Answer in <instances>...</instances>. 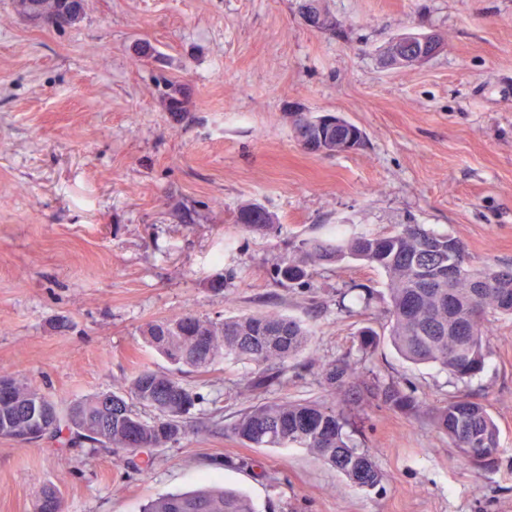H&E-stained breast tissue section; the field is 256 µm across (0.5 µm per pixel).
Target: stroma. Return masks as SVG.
I'll return each instance as SVG.
<instances>
[{"instance_id": "1", "label": "stroma", "mask_w": 512, "mask_h": 512, "mask_svg": "<svg viewBox=\"0 0 512 512\" xmlns=\"http://www.w3.org/2000/svg\"><path fill=\"white\" fill-rule=\"evenodd\" d=\"M299 2L88 0L60 31L0 0V373L67 405L169 370L143 336L152 321L276 312L312 336L270 397L357 410L354 440L382 484L349 486L301 448L243 445L231 426L256 367L227 357L183 374L199 396L187 434L149 464L83 440L0 438V512H33L50 485L62 512H139L208 483L256 512H512V316L491 319L485 369L464 384L393 349L382 271L324 263L305 289L273 278L300 240L404 224L459 238L475 266L512 265V0H323L332 31L305 25ZM404 32L447 47L384 69ZM168 80L182 111L167 108ZM299 110L344 117L362 146L305 152ZM249 202L273 231H241ZM367 327L381 336L369 355ZM345 357L415 390L423 412L326 391L322 367ZM461 389L498 425L491 467L465 463L431 422ZM259 207L256 203H247L238 208L236 223L241 224L243 228L251 233L265 234L272 231L275 227L276 218L268 210L263 213V224H250L245 218L250 216Z\"/></svg>"}]
</instances>
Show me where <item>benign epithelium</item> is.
Returning <instances> with one entry per match:
<instances>
[{"label":"benign epithelium","mask_w":512,"mask_h":512,"mask_svg":"<svg viewBox=\"0 0 512 512\" xmlns=\"http://www.w3.org/2000/svg\"><path fill=\"white\" fill-rule=\"evenodd\" d=\"M301 18L312 28L321 29L324 26V16L316 9V5L304 0L301 3ZM444 46V39L436 33L414 34L402 33L389 40L380 53L383 67L387 69L410 68L419 66L436 54ZM294 136L299 146L313 154H328V142L336 140V153L352 152L362 145L363 131L350 125V122L335 113H322L302 119L293 125ZM41 429L19 437V440L35 443L49 436L53 425L46 424L45 413L37 411Z\"/></svg>","instance_id":"benign-epithelium-1"}]
</instances>
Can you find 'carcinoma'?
<instances>
[{"instance_id":"carcinoma-1","label":"carcinoma","mask_w":512,"mask_h":512,"mask_svg":"<svg viewBox=\"0 0 512 512\" xmlns=\"http://www.w3.org/2000/svg\"><path fill=\"white\" fill-rule=\"evenodd\" d=\"M33 9L49 25L64 30L81 20L84 11L67 0H17V10ZM258 204L238 208L236 223L251 233L265 234L276 218L264 211L262 223L250 224ZM360 261L387 277L389 340L405 358L436 363L456 380H468L485 366L487 319L512 316V267L477 268L464 243L426 231L419 224L382 235L360 234L336 243L303 239L275 264L276 282L306 287L311 268L322 263ZM148 342L174 366L169 372L140 370L122 392L98 395L66 406H52L53 438L63 432L106 448H165L186 434L185 416L198 400L177 373L208 370L217 360L233 356L258 367L248 382L251 393L280 383L290 362L305 349L311 331L297 320L275 312L230 318L202 319L185 311L146 326ZM331 390H354L365 405L383 403L414 415L423 408L415 391L397 381L385 382L348 359L322 368ZM46 396L13 378L0 375V436L14 438L31 426L30 414ZM155 416L146 420L140 409ZM435 427L448 436L462 458L476 467H490L500 453L498 427L486 405L460 392L432 411ZM355 419L342 408L317 400L267 399L243 410L232 432L253 448H302L335 468L350 485L365 490L379 486L383 473L368 450L352 439ZM141 512H254L248 500L224 489L201 488L170 493L146 503Z\"/></svg>"}]
</instances>
